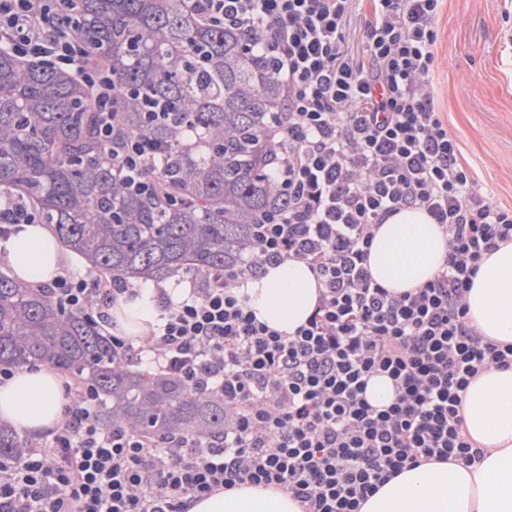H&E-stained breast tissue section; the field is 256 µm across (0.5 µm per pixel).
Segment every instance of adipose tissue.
<instances>
[{
    "label": "adipose tissue",
    "instance_id": "adipose-tissue-1",
    "mask_svg": "<svg viewBox=\"0 0 512 512\" xmlns=\"http://www.w3.org/2000/svg\"><path fill=\"white\" fill-rule=\"evenodd\" d=\"M449 252L438 225L421 209L401 210L375 233L368 267L395 293L431 280ZM20 281L52 284L69 260L55 235L41 224L15 225L0 248ZM257 321L282 333L303 325L319 297L307 264L266 265L243 288ZM468 319L486 339L512 343V241L483 257L466 297ZM158 311L148 292L120 298L104 311L107 332L138 339L149 334ZM66 400L58 373L39 366L15 370L0 380V421L46 438L58 426ZM471 438L482 448L475 463L430 461L404 468L360 512H512V368L490 367L471 380L462 402ZM190 512H299L291 497L263 487L242 486L195 503Z\"/></svg>",
    "mask_w": 512,
    "mask_h": 512
}]
</instances>
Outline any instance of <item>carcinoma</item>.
<instances>
[{"label": "carcinoma", "mask_w": 512, "mask_h": 512, "mask_svg": "<svg viewBox=\"0 0 512 512\" xmlns=\"http://www.w3.org/2000/svg\"><path fill=\"white\" fill-rule=\"evenodd\" d=\"M72 33L105 59L124 130L162 152L155 187L119 183L95 135L90 90L0 53V192L31 203L60 241L117 281L235 263L277 207L262 153L281 90L255 39L211 27L182 0H80ZM48 363L98 396L103 426L161 438L224 432V401L177 376L133 371L81 313L0 274V369ZM27 441L0 423V462Z\"/></svg>", "instance_id": "obj_1"}]
</instances>
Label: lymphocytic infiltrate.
Instances as JSON below:
<instances>
[{
    "instance_id": "f902f5d3",
    "label": "lymphocytic infiltrate",
    "mask_w": 512,
    "mask_h": 512,
    "mask_svg": "<svg viewBox=\"0 0 512 512\" xmlns=\"http://www.w3.org/2000/svg\"><path fill=\"white\" fill-rule=\"evenodd\" d=\"M79 0H0V52L66 70L97 102L96 126L128 186L150 188L158 151L126 134L105 62L70 31ZM353 0H184L199 21L256 31L279 76L283 110L268 132L281 210L252 225L237 263L192 277L165 300L140 345L113 336L122 360L148 354L160 371L224 400V431L159 440L103 427L78 379L50 440L0 464V512H189L241 484L275 486L301 512H358L403 468L481 454L463 431L461 394L479 370L512 366V344L486 340L466 295L483 256L512 241V208L476 188L435 110L433 22L442 0H368L366 54L350 61L343 23ZM419 208L449 255L422 287L393 294L373 280L374 233ZM308 264L318 303L294 333L258 322L241 295L269 263ZM53 301L91 321L128 289L62 274ZM389 377L387 407L366 398ZM395 397V390L392 381L387 376H374L370 379L366 398L378 408H383L392 403Z\"/></svg>"
}]
</instances>
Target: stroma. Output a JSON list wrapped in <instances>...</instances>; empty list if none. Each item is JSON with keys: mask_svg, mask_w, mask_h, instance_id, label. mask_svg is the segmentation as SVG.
<instances>
[{"mask_svg": "<svg viewBox=\"0 0 512 512\" xmlns=\"http://www.w3.org/2000/svg\"><path fill=\"white\" fill-rule=\"evenodd\" d=\"M435 30L436 107L479 188L512 208V0H443Z\"/></svg>", "mask_w": 512, "mask_h": 512, "instance_id": "stroma-1", "label": "stroma"}]
</instances>
